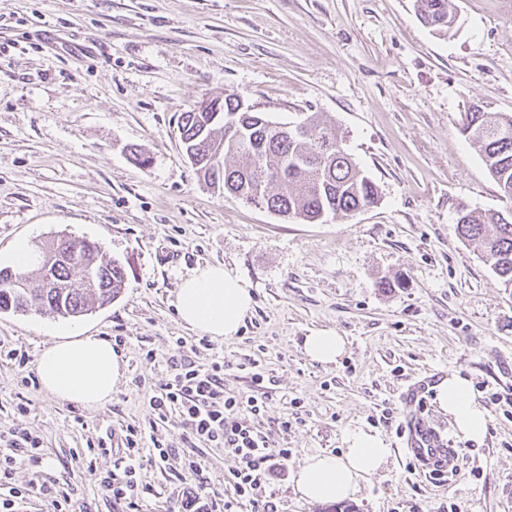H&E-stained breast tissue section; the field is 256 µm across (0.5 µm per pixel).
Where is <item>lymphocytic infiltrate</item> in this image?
<instances>
[{"label":"lymphocytic infiltrate","mask_w":512,"mask_h":512,"mask_svg":"<svg viewBox=\"0 0 512 512\" xmlns=\"http://www.w3.org/2000/svg\"><path fill=\"white\" fill-rule=\"evenodd\" d=\"M176 354L167 360L169 375L157 386L149 406L160 421L177 418L186 440L204 444L232 455L237 464L224 474V496L211 494L201 486L183 491L181 512H278L266 489L277 471L283 470L291 449L275 446L265 418L270 402L262 393L263 376L253 374V393L231 395L224 390V365L214 362L197 365L182 355L187 342L176 338ZM145 433L137 426L126 429L125 454L128 460L122 473L100 475V485L127 512H137L146 491L139 480L141 449ZM5 448L0 451V512H22L36 495L49 499L53 512H72L69 483L17 484L14 475L19 465L39 470L44 457L39 437L24 427L8 429Z\"/></svg>","instance_id":"1"}]
</instances>
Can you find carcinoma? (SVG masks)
<instances>
[{
    "label": "carcinoma",
    "mask_w": 512,
    "mask_h": 512,
    "mask_svg": "<svg viewBox=\"0 0 512 512\" xmlns=\"http://www.w3.org/2000/svg\"><path fill=\"white\" fill-rule=\"evenodd\" d=\"M424 25L438 31L450 29L454 15L450 0H416ZM219 118L208 112L183 114L179 132L186 154L193 159L197 173L210 186L234 197L246 196L262 188L263 207L278 215L320 221L330 214H348L377 201L375 183L357 167L344 149L328 156L320 152V139L338 142L334 128L316 113L302 119L312 136L282 135L276 141L264 140L263 128L269 119L260 112H240V100L227 95L215 99ZM249 128L246 140H225L228 119ZM512 127V114L503 116L473 103L464 113L461 132L477 147L491 177L509 206L504 211L459 212L455 230L475 245L481 258L490 265L505 286H512V135L495 133L494 123ZM231 156L248 159L245 165L227 162ZM61 252L65 262L54 269L57 288L32 283L29 292L7 287V282L26 277L21 270L0 268V311H27L37 305L52 309L62 317H79L94 306H106L124 288L125 269L116 259L106 261L101 248L82 239L75 245L68 238L57 239L41 248L40 254Z\"/></svg>",
    "instance_id": "carcinoma-1"
}]
</instances>
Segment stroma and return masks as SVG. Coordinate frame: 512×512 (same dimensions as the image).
I'll return each instance as SVG.
<instances>
[{
	"instance_id": "35a3bbf8",
	"label": "stroma",
	"mask_w": 512,
	"mask_h": 512,
	"mask_svg": "<svg viewBox=\"0 0 512 512\" xmlns=\"http://www.w3.org/2000/svg\"><path fill=\"white\" fill-rule=\"evenodd\" d=\"M451 6L455 23L440 34L415 0H0V252L22 239L36 252L86 238L126 272L118 299L78 318L0 312V432L19 425L40 437L37 476L73 477L74 512H125L95 475L122 470L127 426L148 428L172 339H199L175 295L216 263L249 284L253 309L236 336L191 359L223 361L233 395L249 388L246 358L271 377L266 422L293 451L268 487L279 512H512V288L455 232L460 209L506 206L461 119L473 103L512 113V0ZM228 94L275 122L320 113L376 184L377 203L308 223L208 187L178 125L197 102ZM322 328L346 339L332 364L302 348ZM61 333L126 337L105 406L26 382ZM453 372L487 411L481 442L455 439L437 405ZM419 379L430 392L414 412L452 438L455 476L415 468L398 430L401 394ZM296 397L306 423L277 430ZM385 411L391 424L379 420ZM356 427L383 437L387 468L356 498H301L298 466L341 455ZM157 435L176 454L161 468L142 448L150 492L140 512H175L188 456L223 493L233 456L187 442L174 422ZM107 436L111 453L90 457Z\"/></svg>"
}]
</instances>
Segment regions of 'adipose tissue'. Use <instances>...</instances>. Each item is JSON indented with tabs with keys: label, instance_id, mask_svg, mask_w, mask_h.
Wrapping results in <instances>:
<instances>
[{
	"label": "adipose tissue",
	"instance_id": "1",
	"mask_svg": "<svg viewBox=\"0 0 512 512\" xmlns=\"http://www.w3.org/2000/svg\"><path fill=\"white\" fill-rule=\"evenodd\" d=\"M253 305L248 284L221 264L197 268L184 279L176 296L183 323L217 339L235 336ZM38 375L50 394L86 407L108 403L123 373V363L109 342L93 336H62L40 354ZM456 435L481 441L486 431V410L470 381L456 373L443 381L436 394ZM344 455L313 454L297 470L295 485L308 500L336 501L355 496L369 476L389 461L391 450L378 434L361 428L346 435Z\"/></svg>",
	"mask_w": 512,
	"mask_h": 512
}]
</instances>
